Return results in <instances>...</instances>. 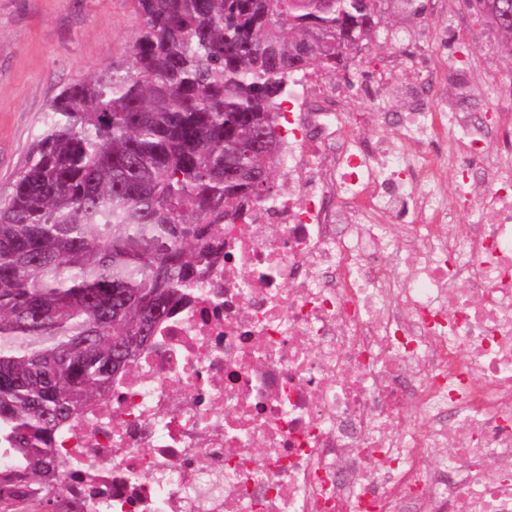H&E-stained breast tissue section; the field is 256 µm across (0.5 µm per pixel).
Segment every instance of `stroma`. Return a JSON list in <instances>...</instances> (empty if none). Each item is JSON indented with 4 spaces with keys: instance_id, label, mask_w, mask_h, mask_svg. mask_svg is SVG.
<instances>
[{
    "instance_id": "35a3bbf8",
    "label": "stroma",
    "mask_w": 512,
    "mask_h": 512,
    "mask_svg": "<svg viewBox=\"0 0 512 512\" xmlns=\"http://www.w3.org/2000/svg\"><path fill=\"white\" fill-rule=\"evenodd\" d=\"M446 2L459 19L449 29L434 0H421L418 16L383 0L376 32L349 50L343 66L322 72L325 86L367 87L376 69L391 64L415 78L409 60L430 37L436 54L461 56L470 84L487 73L503 77L502 103L512 108V50L502 33L476 15L470 0ZM140 24L136 0H0V198L11 194L56 96L122 61Z\"/></svg>"
}]
</instances>
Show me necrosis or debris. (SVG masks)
Returning <instances> with one entry per match:
<instances>
[{"mask_svg": "<svg viewBox=\"0 0 512 512\" xmlns=\"http://www.w3.org/2000/svg\"><path fill=\"white\" fill-rule=\"evenodd\" d=\"M417 64L368 141L296 78L277 192L60 428L62 512H512V110Z\"/></svg>", "mask_w": 512, "mask_h": 512, "instance_id": "necrosis-or-debris-1", "label": "necrosis or debris"}]
</instances>
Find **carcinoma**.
Instances as JSON below:
<instances>
[{
  "mask_svg": "<svg viewBox=\"0 0 512 512\" xmlns=\"http://www.w3.org/2000/svg\"><path fill=\"white\" fill-rule=\"evenodd\" d=\"M137 2L125 62L57 96L0 200V512L22 482H61L59 428L194 289L221 226L276 192L290 81L336 69L379 0Z\"/></svg>",
  "mask_w": 512,
  "mask_h": 512,
  "instance_id": "1",
  "label": "carcinoma"
}]
</instances>
